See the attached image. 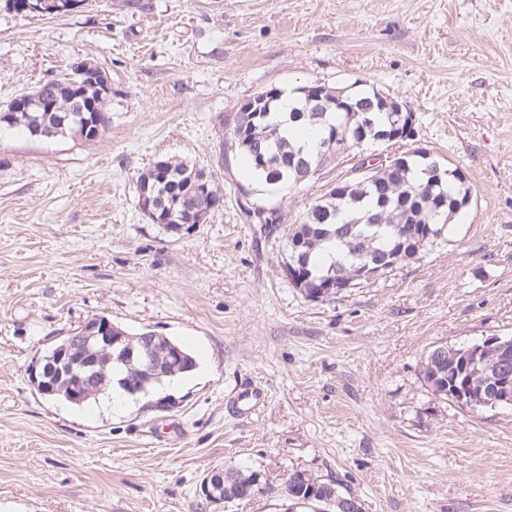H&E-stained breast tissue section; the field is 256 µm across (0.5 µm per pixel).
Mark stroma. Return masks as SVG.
<instances>
[{"mask_svg":"<svg viewBox=\"0 0 512 512\" xmlns=\"http://www.w3.org/2000/svg\"><path fill=\"white\" fill-rule=\"evenodd\" d=\"M80 60L112 80L93 141L0 129V512H285L301 470L362 512H512V408L434 396L440 345L512 336V0H84L56 17L0 8V108ZM378 90L414 112L423 148L474 203L422 257L310 300L245 206L298 222L354 158L269 191L228 129L266 89ZM174 158L211 172L206 223L153 224L136 177ZM198 357L166 409L42 397L30 370L96 316ZM267 392L244 418L242 383ZM270 490L222 507L216 467ZM233 471H236L243 481L248 480L256 472L249 481L239 484L236 490L237 498H241L242 500L253 498L261 492L263 486L266 485V483L261 481L263 475L257 472L258 470L235 469L232 471H224L223 468H214L208 472L201 485L202 494L207 497L209 501L215 503H223L224 499L233 497V494H228V491L224 490V480H231L235 477H233Z\"/></svg>","mask_w":512,"mask_h":512,"instance_id":"obj_1","label":"stroma"}]
</instances>
